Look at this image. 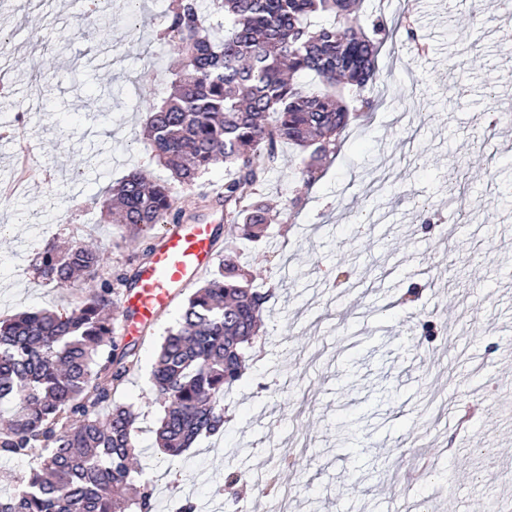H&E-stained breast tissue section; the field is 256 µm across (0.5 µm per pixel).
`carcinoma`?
<instances>
[{
    "label": "carcinoma",
    "instance_id": "1",
    "mask_svg": "<svg viewBox=\"0 0 512 512\" xmlns=\"http://www.w3.org/2000/svg\"><path fill=\"white\" fill-rule=\"evenodd\" d=\"M356 0H175L162 34L184 55L167 62L170 93L150 109L144 139L160 165L191 188L215 165L226 171L216 204L224 223L243 225L253 241L272 218L257 187L282 162L279 148L308 154L301 176L336 155L350 124L379 101L360 92L376 83L386 25L372 34L352 24ZM221 13L214 32L206 12ZM326 17L319 26L313 17ZM313 73L320 86L295 80ZM359 93L348 108L337 91ZM275 116L269 121V116ZM107 211L138 235L159 224H181L185 209L168 181L131 171L110 188ZM224 261L185 303L160 344L152 380L163 406L157 441L175 459L198 436L224 427V396L242 375L245 345L253 344L270 294L255 288L224 242ZM95 248L48 245L39 278L67 288L82 278L93 288L69 310L25 312L0 320V459L36 463L0 512H158V489L140 479L134 425L138 413L115 401L138 362V346L119 345L116 302L139 280V269L104 271Z\"/></svg>",
    "mask_w": 512,
    "mask_h": 512
}]
</instances>
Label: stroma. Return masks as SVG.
Segmentation results:
<instances>
[{"label":"stroma","instance_id":"1","mask_svg":"<svg viewBox=\"0 0 512 512\" xmlns=\"http://www.w3.org/2000/svg\"><path fill=\"white\" fill-rule=\"evenodd\" d=\"M173 0H112L111 27L72 0H0V318L74 307L86 284L38 278L39 252L92 244L111 266L137 243L102 213L105 189L140 168L169 179L143 143L178 48L160 37ZM390 30L380 105L352 127L314 184L284 160L258 192L265 237L236 241L271 290L260 337L227 398L229 420L165 463L152 382L182 301L134 333L138 363L117 401L139 414L142 472L166 474L161 512L217 497L227 472L255 512H512V13L498 0H364ZM467 62L458 98L449 67ZM436 327L423 335L421 325ZM301 469L282 465L285 452ZM281 490L262 493L271 476Z\"/></svg>","mask_w":512,"mask_h":512}]
</instances>
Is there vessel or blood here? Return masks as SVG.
Wrapping results in <instances>:
<instances>
[{
  "label": "vessel or blood",
  "instance_id": "obj_1",
  "mask_svg": "<svg viewBox=\"0 0 512 512\" xmlns=\"http://www.w3.org/2000/svg\"><path fill=\"white\" fill-rule=\"evenodd\" d=\"M211 224H172L158 236L151 263L142 269L138 285L120 303L122 329L152 323L177 294L191 288L215 260Z\"/></svg>",
  "mask_w": 512,
  "mask_h": 512
}]
</instances>
